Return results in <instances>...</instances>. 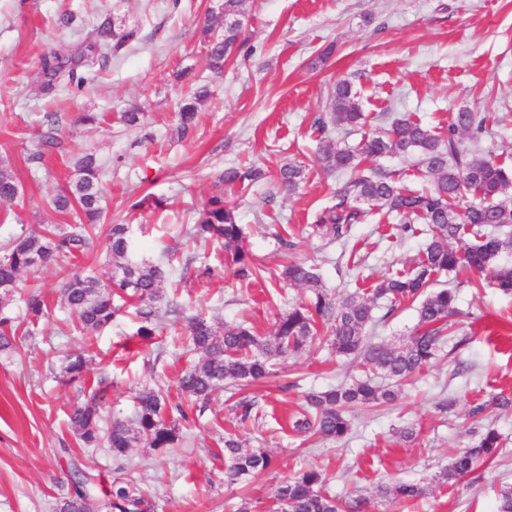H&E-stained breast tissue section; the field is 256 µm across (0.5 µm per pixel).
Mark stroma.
I'll list each match as a JSON object with an SVG mask.
<instances>
[{"label":"stroma","instance_id":"35a3bbf8","mask_svg":"<svg viewBox=\"0 0 512 512\" xmlns=\"http://www.w3.org/2000/svg\"><path fill=\"white\" fill-rule=\"evenodd\" d=\"M222 3L0 0V162L20 187L14 217L0 224V245L44 224H69L48 201L73 179L74 162L85 150L96 151L105 166L106 212L105 223L92 232L93 249L20 277L21 287L37 290L49 310L29 335L17 336L13 349L0 351V512H57L74 461L106 482L134 480L156 512H237L244 503L264 512L273 487L307 468L325 475L341 497H368L376 485L396 481L426 489L410 502L376 504L375 512H496L501 491L512 486V411L491 416L503 439L494 465L452 485L437 479L475 440L467 417L475 396L512 395V293L490 283L474 287V274L443 273L436 282L458 291L460 346L402 384L392 405L356 411L353 430L340 443L306 440L291 429L306 393L359 373L327 345L306 348L257 383L220 389L202 406L184 403L174 383L196 361L182 348V317L169 315L144 343L131 306L98 331L76 329L62 312L61 286L73 270L108 272L104 242L113 224L128 225L135 260L163 263L166 292L184 315L243 323L266 337L280 314L308 295L283 279L288 264L315 265L339 300L412 268L425 235H399L382 209L353 225L343 241L326 242L310 227L336 188L335 177L314 158V120L329 111L328 95L340 79L359 91L366 120L336 130L338 146H356L397 118L444 128L467 108L485 118L480 153L504 155L512 166V0H244L241 19L256 52L217 75L207 65L200 24L208 17L223 26ZM67 11L82 19L80 30L59 25ZM109 12L138 27L139 42L94 68L84 87L43 94V53L55 49L68 56L93 45L94 24ZM330 42L334 54L319 62L318 49ZM183 70L208 84L211 96L182 140L175 110L187 88L176 78ZM133 107L144 114L136 129L121 120ZM48 112L59 117L58 142L44 150L39 140ZM86 113L97 114V122H81ZM287 162L307 167L291 195L274 181ZM252 163L266 170V179L231 190L257 266L256 274L241 279L225 266L222 242L192 239L186 230L224 168ZM147 196L161 199L163 209L137 208ZM283 238L292 241L291 249L281 248ZM375 314L377 336L391 344L417 322L408 303L393 308L380 299ZM79 352L88 364L73 382L66 357ZM103 372L112 381L100 406L104 421L131 418L138 392L159 386L190 415L179 424L184 444L168 450L140 445L120 460L108 449L83 447L68 414L89 399ZM444 395L456 400L445 413L437 407ZM242 399L255 402L258 421L240 424L236 404ZM406 426L417 431L413 442L398 436ZM228 433L267 452L271 468L225 484Z\"/></svg>","mask_w":512,"mask_h":512}]
</instances>
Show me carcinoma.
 I'll list each match as a JSON object with an SVG mask.
<instances>
[{"mask_svg":"<svg viewBox=\"0 0 512 512\" xmlns=\"http://www.w3.org/2000/svg\"><path fill=\"white\" fill-rule=\"evenodd\" d=\"M243 0H224V27L218 31L208 20L202 28L208 67L215 73L224 65L253 54L250 39L244 34L237 16ZM100 37L97 54L103 62L119 57L125 48L139 40V29L118 27L106 15L96 25ZM82 64L66 63L56 51L41 57L43 89L55 91L61 77L78 88L87 77L78 73ZM208 86L199 85L178 103L176 132L186 137L192 131L199 108L209 98ZM365 120L358 94L347 80L338 81L331 93V110L315 120L318 139L317 162L329 175L342 174L334 194L335 203L318 210L313 224L317 232L330 240L348 235L352 225L369 216L364 206L386 210L397 221L401 234L413 236L427 226L430 237L416 267L409 273H398L374 285L371 296L354 292L336 303L325 288L317 269L304 264L285 267L283 277L289 284L310 291L308 301L293 306L282 314L275 325L273 338L266 339L238 324L218 327L200 314L187 317L188 351L199 356L178 378V388L195 402L205 403L226 384L239 385L273 374L276 363L317 342H326L336 356L350 360L361 368V374L349 382L331 386L305 396L299 416L292 422L293 431L306 438L314 436L340 442L352 430L350 412L363 406L390 403L397 397L394 386H384L377 379L394 382L407 380L421 372L454 336L451 318L458 315L457 291L454 288H432L442 272L463 268L488 275L498 288L512 292V266L499 264L504 254L512 253V201L499 195L512 186V167L496 157L480 156L476 147L484 118L462 109L444 133H438L417 120L401 119L390 129L364 137L354 149L336 145L332 130L353 128ZM45 130L40 144L52 148L57 142L56 114L44 116ZM417 154L425 168L429 189L414 191L401 184L397 175L366 170L361 164L391 155L409 157ZM76 177L59 189L50 200L57 213L77 214L79 223L69 231L21 234L0 252V296L11 297L19 288L21 272L57 260L62 255L83 251L91 245L90 228L103 218V164L93 152H85L75 162ZM264 178L258 167L229 166L220 175V188L204 203L198 213L192 234L224 244L225 264L243 279L253 274L254 260L244 246V230L237 221L236 204L224 196V187L252 186ZM306 178L305 167L289 162L277 174L281 190L293 193ZM19 197L16 177L0 164V204L10 206ZM474 238L467 247L457 243L463 237ZM112 260L107 278L73 273L61 289V302L84 329L106 327L116 318L120 306L115 298L129 296L136 301L138 335L152 339L162 326V304L166 298L165 273L157 265L130 259L129 227L114 224L105 241ZM386 298L391 305L417 304L418 321L414 329L398 344L377 341L369 334L374 322L375 300ZM26 315L39 319L44 300L35 292L24 298ZM20 325L0 315V350L12 347ZM107 378L98 381V392L89 401L74 406L70 421L74 432L88 447L104 446L112 456L126 455L140 442L154 449L174 448L183 439L176 424L170 422L172 406L163 392L150 388L136 397L133 418H114L104 426L99 404L103 399ZM512 409V397L494 395L473 400L468 416L475 423L487 419L488 410ZM502 450L501 436L491 425L483 426L476 441L459 450L440 479L455 483L478 467L489 466ZM224 482L235 484L251 474L272 466V457L264 451L245 447L237 437L224 438ZM69 491L59 501L58 512H95V499L104 497L106 512H153L134 483L115 479L104 487L96 476L78 463L71 462ZM377 496L388 502L421 497L425 489L412 483L380 484ZM276 512H370L366 498L342 500L332 494L326 478L316 469L301 470L280 482L272 491Z\"/></svg>","mask_w":512,"mask_h":512,"instance_id":"carcinoma-1","label":"carcinoma"}]
</instances>
